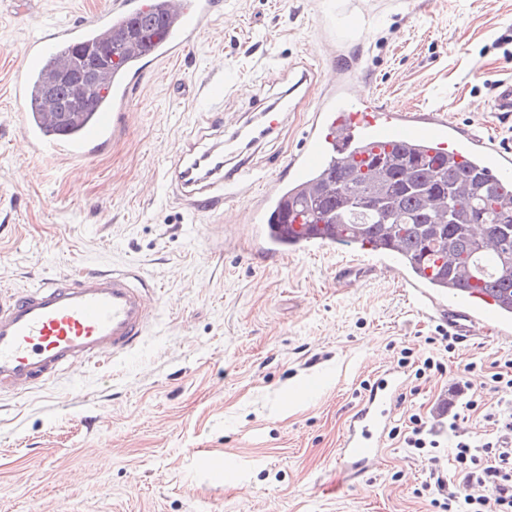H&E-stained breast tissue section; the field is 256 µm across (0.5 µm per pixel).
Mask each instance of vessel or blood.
<instances>
[{
	"instance_id": "1",
	"label": "vessel or blood",
	"mask_w": 512,
	"mask_h": 512,
	"mask_svg": "<svg viewBox=\"0 0 512 512\" xmlns=\"http://www.w3.org/2000/svg\"><path fill=\"white\" fill-rule=\"evenodd\" d=\"M150 5L165 15L166 30L152 45L132 49L125 63L113 70L106 88L112 96L111 109L86 121L78 142L44 134V110L24 113L26 141L49 158L82 164L110 138L124 132V117L141 75L188 51L193 40L212 25L218 9L217 0H111L108 7L81 24L51 25L30 39L24 55L28 70L47 75L50 57L126 29ZM295 108L294 96L285 95L277 105L260 112L248 130L249 138L279 129ZM393 147L413 148L430 156L453 151L458 159L483 165L502 190L512 189L511 151L496 147L467 127L448 123L436 111L377 105L374 97L361 91L356 66L351 63L342 68L337 81L320 92L299 148L286 156L282 172L268 179L253 200L252 210L264 226L265 255L281 257V241L287 237L292 238L296 255L331 248L335 229L322 224L287 225L289 198L310 186L336 158L358 160ZM207 159L206 173H198L199 160L189 153L182 154L169 172L174 194L195 210L233 196L244 173L243 161L225 163L220 153L208 154ZM362 269L398 274L396 250L369 252L362 268H343L339 277L352 280ZM404 286L421 312L439 316L457 336L467 338L481 329L491 342L512 338V316L500 311L483 293L467 289L450 301L414 275L406 277ZM153 317L147 285L130 270L84 269L72 276L44 280L7 298L0 296V393L37 388L70 366L95 361L107 353L128 355ZM398 395V377L375 385L343 433L339 451L342 470L378 464L390 409Z\"/></svg>"
}]
</instances>
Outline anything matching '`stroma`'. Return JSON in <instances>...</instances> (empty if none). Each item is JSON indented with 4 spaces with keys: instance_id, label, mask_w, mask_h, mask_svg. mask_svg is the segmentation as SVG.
<instances>
[{
    "instance_id": "stroma-1",
    "label": "stroma",
    "mask_w": 512,
    "mask_h": 512,
    "mask_svg": "<svg viewBox=\"0 0 512 512\" xmlns=\"http://www.w3.org/2000/svg\"><path fill=\"white\" fill-rule=\"evenodd\" d=\"M109 2L0 0V293L134 266L156 321L126 357L0 397V512H431L414 493L427 463L398 441L383 439L375 468L340 473L363 384L399 374L391 418L405 425L429 417L473 358L494 361L512 341L460 342L445 375L415 379L400 351H428L441 321L400 281L377 271L337 282L358 263L340 245L258 257L247 215L259 183L193 211L168 172L186 148L231 140L304 70L297 111L243 150L253 172L274 176L314 97L352 58L380 103L437 109L512 149V119L493 110L512 78V0H223L185 54L144 76L126 133L76 167L24 145V107L6 89L44 26L80 24ZM332 18L367 34L329 45ZM222 79L223 104L198 125V104Z\"/></svg>"
}]
</instances>
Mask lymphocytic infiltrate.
Instances as JSON below:
<instances>
[{"label": "lymphocytic infiltrate", "mask_w": 512, "mask_h": 512, "mask_svg": "<svg viewBox=\"0 0 512 512\" xmlns=\"http://www.w3.org/2000/svg\"><path fill=\"white\" fill-rule=\"evenodd\" d=\"M476 377L497 393L496 405H486L472 384ZM449 393L453 401L438 420L415 417L408 429L391 430L411 455L431 464L418 497L428 500L434 512H512V496L498 493L500 486L512 485V357L466 364ZM475 412L482 413L487 430H460L458 420ZM445 440L450 446L443 460L438 450Z\"/></svg>", "instance_id": "1"}]
</instances>
